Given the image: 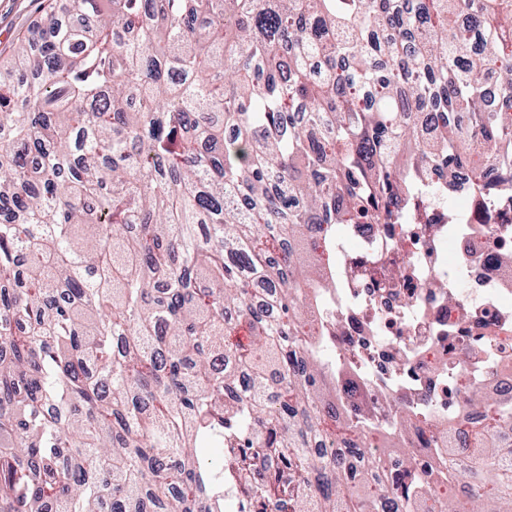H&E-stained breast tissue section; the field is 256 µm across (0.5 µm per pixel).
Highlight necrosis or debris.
<instances>
[{"mask_svg":"<svg viewBox=\"0 0 512 512\" xmlns=\"http://www.w3.org/2000/svg\"><path fill=\"white\" fill-rule=\"evenodd\" d=\"M427 179L459 185L458 207L426 194L405 223L343 225L309 308L313 353L336 347L335 369L357 381L345 401L370 397L388 427L414 416L402 458L452 424L466 451L468 430L484 421L471 392L512 401V177L487 168L483 195L463 192L465 168Z\"/></svg>","mask_w":512,"mask_h":512,"instance_id":"obj_1","label":"necrosis or debris"}]
</instances>
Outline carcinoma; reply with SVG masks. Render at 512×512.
<instances>
[{
  "label": "carcinoma",
  "instance_id": "cac0c4a2",
  "mask_svg": "<svg viewBox=\"0 0 512 512\" xmlns=\"http://www.w3.org/2000/svg\"><path fill=\"white\" fill-rule=\"evenodd\" d=\"M491 76L512 102V0L47 10L0 64V512H512L511 412L465 461L450 428L422 469L343 463L400 441L305 340L308 225L402 224L429 169L512 174Z\"/></svg>",
  "mask_w": 512,
  "mask_h": 512
}]
</instances>
